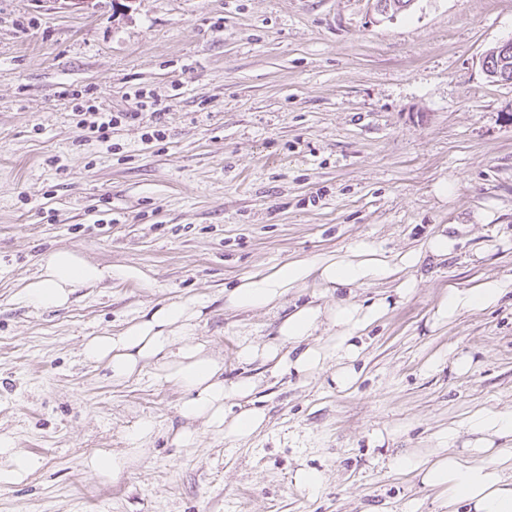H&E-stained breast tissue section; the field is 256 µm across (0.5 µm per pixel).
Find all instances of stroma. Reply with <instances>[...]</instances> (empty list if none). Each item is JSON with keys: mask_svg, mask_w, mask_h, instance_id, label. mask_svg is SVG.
<instances>
[{"mask_svg": "<svg viewBox=\"0 0 512 512\" xmlns=\"http://www.w3.org/2000/svg\"><path fill=\"white\" fill-rule=\"evenodd\" d=\"M510 38L512 0H415L381 23L368 0H0V436L43 459L0 484V512H448L387 463L437 447L477 407L512 408V293L432 319L448 288L512 279V84L481 68ZM141 99L165 110L160 137L146 118L104 145L79 124L77 106ZM443 180L451 198L434 192ZM442 233L457 241L448 259L355 290L389 310L356 339L352 388L239 361L242 338L277 326L226 307L242 275L359 241L423 252ZM57 248L151 282L17 303ZM178 296L208 300L195 336L225 378H260L259 434L178 447L181 390L82 362L84 337ZM144 417L159 431L119 477L84 467L129 447ZM303 467L324 474L317 495L295 485Z\"/></svg>", "mask_w": 512, "mask_h": 512, "instance_id": "stroma-1", "label": "stroma"}]
</instances>
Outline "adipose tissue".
<instances>
[{"label": "adipose tissue", "mask_w": 512, "mask_h": 512, "mask_svg": "<svg viewBox=\"0 0 512 512\" xmlns=\"http://www.w3.org/2000/svg\"><path fill=\"white\" fill-rule=\"evenodd\" d=\"M454 239L438 234L428 240L425 253L415 251L387 256L362 243L346 254L319 255L283 263L266 272L240 277L226 294L228 306L240 310L281 308L290 290L316 283L322 288H363L395 276L403 267L420 263L423 255L447 258ZM148 282L138 268L115 269L95 264L77 252L60 248L45 254L39 273L24 284L19 302L36 308L65 306L78 288H92L112 279ZM512 291V279H488L478 287L449 289L434 314L443 324L464 312H482L496 306ZM206 309L199 298L178 297L126 322L118 332L85 337L81 346L84 361L104 365L114 381L149 379L156 384L179 387L184 397L178 413L184 421L175 437L183 448L194 447L201 432L236 441L262 430L266 414L256 408L227 415L226 404L248 398L258 385L251 376L224 379V361L206 343L194 336ZM386 300L360 305L341 299L332 306L307 302L294 306L277 329L275 342L259 345L245 338L238 357L251 363H269L272 373L296 371L306 375L331 371L337 389H350L359 379L355 368L361 348L353 338L380 320L388 311ZM325 341H316L317 333ZM158 430L153 418L141 419L130 434V446L119 452L98 450L86 465L102 475L120 474L138 458L142 441ZM463 452H456L458 440ZM0 484H19L42 466L40 457L18 451L10 439L0 436ZM397 472L413 474L446 499L448 506L464 505L470 512H512V410L480 407L441 434V446L428 454L410 453L394 458Z\"/></svg>", "instance_id": "obj_1"}]
</instances>
